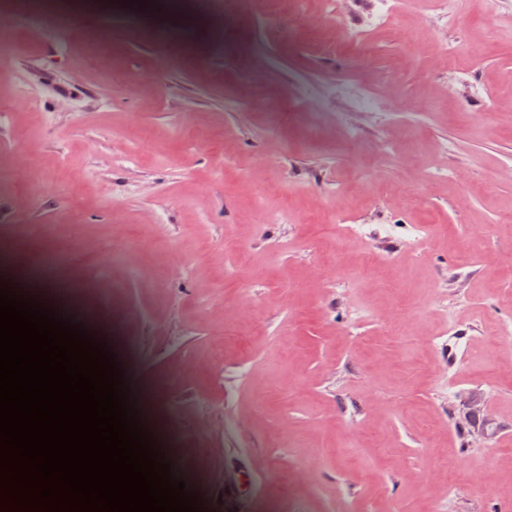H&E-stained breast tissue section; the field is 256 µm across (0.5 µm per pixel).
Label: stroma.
I'll list each match as a JSON object with an SVG mask.
<instances>
[{"instance_id":"1","label":"stroma","mask_w":512,"mask_h":512,"mask_svg":"<svg viewBox=\"0 0 512 512\" xmlns=\"http://www.w3.org/2000/svg\"><path fill=\"white\" fill-rule=\"evenodd\" d=\"M195 2L165 43L146 8L114 30L0 0L13 34L38 30L34 49L0 55V226L29 214L0 259L109 337L208 512H502L512 0H457L447 34L406 0L413 58L388 34L332 52L318 0L232 16ZM444 37L476 55L448 66ZM241 54L267 93L248 108ZM353 77L382 111L352 118L324 95ZM398 180L411 197L386 194ZM353 221L427 232L361 245L341 230Z\"/></svg>"}]
</instances>
